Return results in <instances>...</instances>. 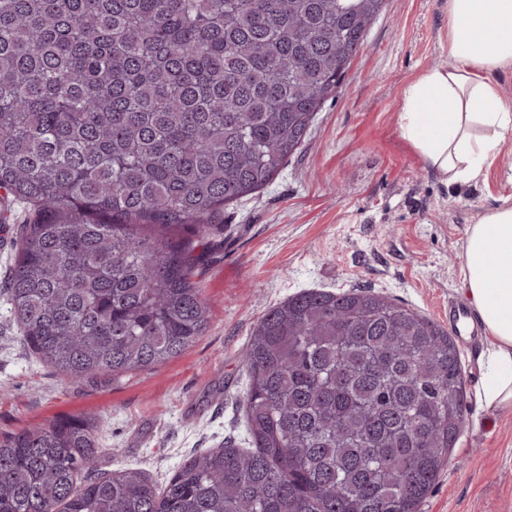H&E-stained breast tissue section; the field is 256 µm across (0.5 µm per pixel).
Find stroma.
Listing matches in <instances>:
<instances>
[{"mask_svg":"<svg viewBox=\"0 0 512 512\" xmlns=\"http://www.w3.org/2000/svg\"><path fill=\"white\" fill-rule=\"evenodd\" d=\"M448 0H387L301 150L224 209L231 237L199 266L211 325L179 357L120 376L63 380L21 342L0 292V439L69 417L102 422L97 470L165 483L189 453L247 445L242 355L271 306L306 289L366 288L448 323L462 300L467 231L512 202V150L478 181L442 184L402 137L405 84L448 63ZM464 431L420 512H512V409L487 408L484 343L460 345Z\"/></svg>","mask_w":512,"mask_h":512,"instance_id":"stroma-1","label":"stroma"}]
</instances>
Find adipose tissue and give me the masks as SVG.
<instances>
[{
    "mask_svg": "<svg viewBox=\"0 0 512 512\" xmlns=\"http://www.w3.org/2000/svg\"><path fill=\"white\" fill-rule=\"evenodd\" d=\"M448 65L402 91L399 127L444 183L475 181L512 139V103L496 73L512 70V0H448ZM486 334L487 408H512V205L471 225L462 266Z\"/></svg>",
    "mask_w": 512,
    "mask_h": 512,
    "instance_id": "1",
    "label": "adipose tissue"
}]
</instances>
